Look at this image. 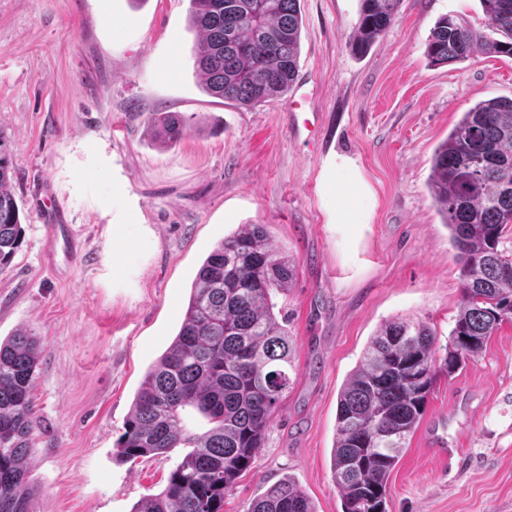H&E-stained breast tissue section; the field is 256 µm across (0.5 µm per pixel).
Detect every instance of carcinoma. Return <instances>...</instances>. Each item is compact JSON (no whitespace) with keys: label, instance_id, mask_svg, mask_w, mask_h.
I'll return each mask as SVG.
<instances>
[{"label":"carcinoma","instance_id":"cac0c4a2","mask_svg":"<svg viewBox=\"0 0 512 512\" xmlns=\"http://www.w3.org/2000/svg\"><path fill=\"white\" fill-rule=\"evenodd\" d=\"M401 0H361L352 50L364 53L392 25ZM486 30L443 16L431 29V63L464 62L479 46L512 57V0H480ZM196 58L206 91L254 108L284 96L299 67L300 0H191ZM188 119L166 112L154 127L162 144L179 142ZM13 161L0 134V271L23 227L11 192ZM429 190L448 227L461 299L448 344L426 322L397 319L371 337L338 394L332 476L342 512H388L387 485L420 424L437 379L479 354L512 320V98H490L463 113L435 150ZM296 262L274 248L263 224H243L205 258L190 288L181 328L144 374L116 442L125 461L189 452L164 488L133 512H224V498L263 448L273 415L292 384L294 341L274 311ZM40 357L27 328L0 340V512H33L32 396ZM193 410L208 428L192 431ZM245 512H317L289 480L270 486Z\"/></svg>","mask_w":512,"mask_h":512}]
</instances>
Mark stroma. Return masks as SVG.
Segmentation results:
<instances>
[{"instance_id":"stroma-1","label":"stroma","mask_w":512,"mask_h":512,"mask_svg":"<svg viewBox=\"0 0 512 512\" xmlns=\"http://www.w3.org/2000/svg\"><path fill=\"white\" fill-rule=\"evenodd\" d=\"M298 76L244 108L208 94L190 0H0V131L24 236L0 272V338L29 327L42 352L34 512H132L184 451L125 462L115 444L146 370L177 335L203 260L262 224L296 276L275 302L295 341L293 383L224 512L292 478L317 512H341L331 472L338 393L374 332L422 319L446 344L458 311L456 252L429 191L435 149L464 112L512 98V58L476 50L432 65L439 17L483 29L479 0H402L363 55L360 0H301ZM159 112L188 116L159 145ZM348 168L335 176L337 160ZM366 221L340 224L355 179ZM75 254L47 260L46 227ZM448 414L453 465L425 428ZM389 512H512V322L440 378L388 482ZM48 242L50 244L49 256L53 258L56 254V247L62 243L63 249L68 253L75 250L76 242L70 231L69 224L48 225Z\"/></svg>"}]
</instances>
